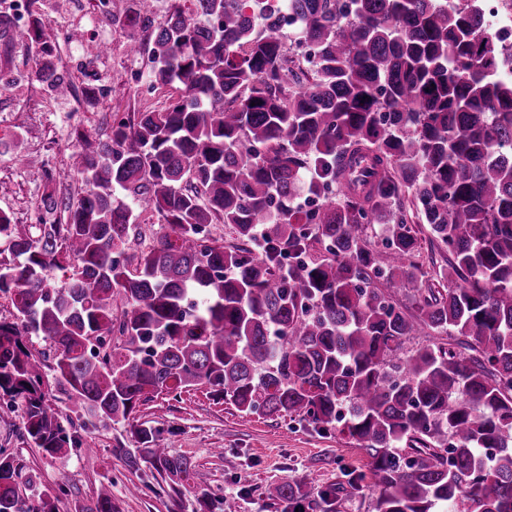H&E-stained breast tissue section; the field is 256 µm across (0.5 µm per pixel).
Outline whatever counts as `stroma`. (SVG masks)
Returning a JSON list of instances; mask_svg holds the SVG:
<instances>
[{"label": "stroma", "mask_w": 512, "mask_h": 512, "mask_svg": "<svg viewBox=\"0 0 512 512\" xmlns=\"http://www.w3.org/2000/svg\"><path fill=\"white\" fill-rule=\"evenodd\" d=\"M67 0H41L37 11L49 18L47 32L60 69L79 88L99 86L106 96L96 102L83 96L57 98L31 77L38 51L14 46L0 51V78L11 91L0 93V210L12 212L17 223L36 221V207L48 192L78 196L81 148L78 133L106 136L116 112H136L162 101V92L138 93L134 82L145 81L144 60L127 52V37L117 27L100 28L91 0L77 9ZM95 38L109 42L110 52L88 61L82 43ZM51 156L55 168L72 177L49 183L42 168L29 166L32 156ZM136 418L159 428L171 455L190 460L193 475L179 493L150 466L132 472L122 451L134 447L128 426L113 425L95 432L92 455L71 451L50 457L23 444L17 435L20 413L0 418V447L13 453L25 473L36 474L49 487L61 489L58 512H79L100 485H112L116 512H198L197 497L208 492L217 512L233 499L237 512H281L263 495L271 484L303 482L320 487L344 481L347 472H364L368 458L339 433L320 434L289 417H258L239 412L206 390H190L141 406Z\"/></svg>", "instance_id": "1"}]
</instances>
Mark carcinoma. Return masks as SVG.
<instances>
[{
	"label": "carcinoma",
	"mask_w": 512,
	"mask_h": 512,
	"mask_svg": "<svg viewBox=\"0 0 512 512\" xmlns=\"http://www.w3.org/2000/svg\"><path fill=\"white\" fill-rule=\"evenodd\" d=\"M117 2L113 24H151L153 0ZM191 4L169 0L153 39L130 38L168 96L104 139L78 134L80 197L46 195L55 218L39 224L0 211V297L16 310L0 320V416L21 404L23 439L52 457L126 423L127 470L149 464L176 494L191 463L135 413L204 387L369 456L345 485L267 486L283 512H340L365 479L374 512H512L508 34L477 0H278L293 37L269 0ZM45 29L0 13L5 44L38 47L35 80L73 95ZM141 203L171 233L130 255ZM377 216L383 252L365 233ZM416 224L447 253L435 284L414 261ZM21 470L0 448V512H56L59 494ZM81 512H114L110 489Z\"/></svg>",
	"instance_id": "1"
}]
</instances>
